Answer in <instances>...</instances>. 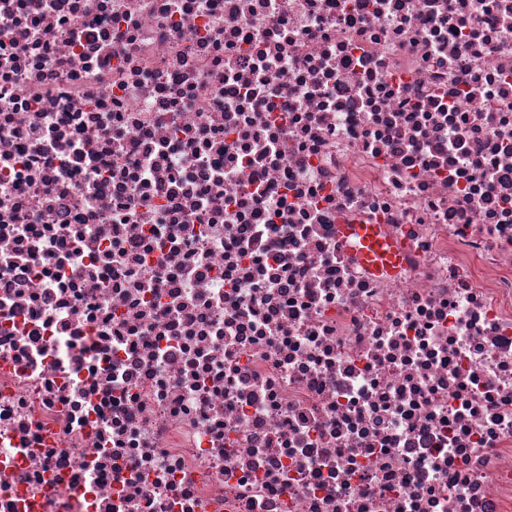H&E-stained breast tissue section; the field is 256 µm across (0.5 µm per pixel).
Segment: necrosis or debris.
Here are the masks:
<instances>
[{
  "label": "necrosis or debris",
  "instance_id": "necrosis-or-debris-1",
  "mask_svg": "<svg viewBox=\"0 0 512 512\" xmlns=\"http://www.w3.org/2000/svg\"><path fill=\"white\" fill-rule=\"evenodd\" d=\"M0 512H512V0H0ZM348 233L355 236L358 251L362 259L371 267L378 269L394 268L400 253L395 245L379 236L372 224H358L348 228Z\"/></svg>",
  "mask_w": 512,
  "mask_h": 512
}]
</instances>
